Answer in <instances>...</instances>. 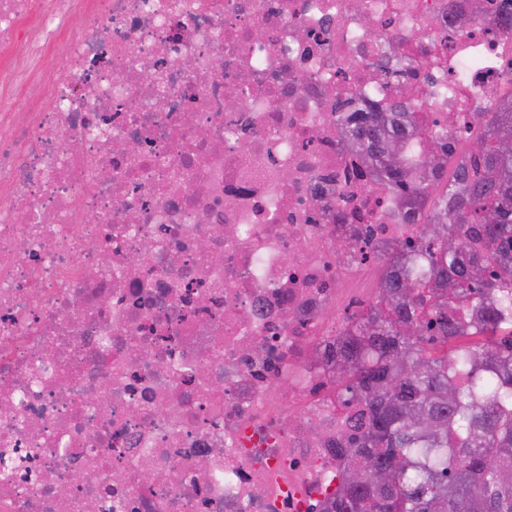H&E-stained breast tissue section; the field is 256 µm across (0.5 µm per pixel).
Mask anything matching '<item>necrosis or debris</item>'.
<instances>
[{
  "instance_id": "obj_1",
  "label": "necrosis or debris",
  "mask_w": 512,
  "mask_h": 512,
  "mask_svg": "<svg viewBox=\"0 0 512 512\" xmlns=\"http://www.w3.org/2000/svg\"><path fill=\"white\" fill-rule=\"evenodd\" d=\"M504 5L0 0V95L65 58L0 111V512H325L363 417L315 349L421 230L338 103L471 140L512 110V32L459 20Z\"/></svg>"
}]
</instances>
